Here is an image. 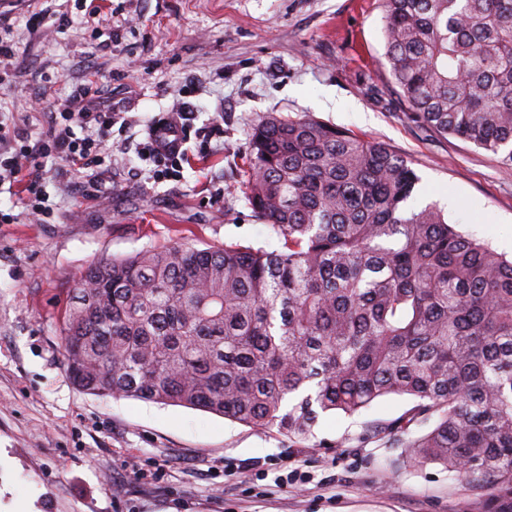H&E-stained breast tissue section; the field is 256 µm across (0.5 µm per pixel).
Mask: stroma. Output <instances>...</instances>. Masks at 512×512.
<instances>
[{
    "label": "stroma",
    "instance_id": "obj_1",
    "mask_svg": "<svg viewBox=\"0 0 512 512\" xmlns=\"http://www.w3.org/2000/svg\"><path fill=\"white\" fill-rule=\"evenodd\" d=\"M19 83L0 97L17 132L46 124L75 86L102 84L95 109L124 126L96 132L112 157L104 188L47 161L53 212L37 220L0 190V512H512V489L471 488L411 460L386 397L320 417L310 439L203 410L82 392L60 327L85 270L176 242L278 246L242 187L260 116H309L388 144L419 177V204L512 257V162L415 122L386 60L381 0H56L32 30L10 0ZM66 25H59V18ZM182 112L175 173L144 159L149 128Z\"/></svg>",
    "mask_w": 512,
    "mask_h": 512
}]
</instances>
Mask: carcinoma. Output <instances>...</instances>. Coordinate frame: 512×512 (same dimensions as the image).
I'll use <instances>...</instances> for the list:
<instances>
[{"instance_id": "cac0c4a2", "label": "carcinoma", "mask_w": 512, "mask_h": 512, "mask_svg": "<svg viewBox=\"0 0 512 512\" xmlns=\"http://www.w3.org/2000/svg\"><path fill=\"white\" fill-rule=\"evenodd\" d=\"M418 121L512 161V0H382ZM243 186L280 247L176 243L100 260L61 330L70 378L307 439L322 413L415 401L400 442L512 488V260L410 203L411 162L310 117L262 116Z\"/></svg>"}]
</instances>
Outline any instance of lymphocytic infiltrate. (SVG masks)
Returning <instances> with one entry per match:
<instances>
[{"instance_id": "lymphocytic-infiltrate-1", "label": "lymphocytic infiltrate", "mask_w": 512, "mask_h": 512, "mask_svg": "<svg viewBox=\"0 0 512 512\" xmlns=\"http://www.w3.org/2000/svg\"><path fill=\"white\" fill-rule=\"evenodd\" d=\"M33 109L48 115L45 134L17 137L11 135L6 123L0 122V186L8 182L23 183L27 211L30 215L40 216L50 212L49 194L40 179H25V171L41 168L45 159H60L80 165L84 181L97 185L110 164L90 131L94 128L112 129L116 116L84 109L50 113L40 98L35 99Z\"/></svg>"}]
</instances>
